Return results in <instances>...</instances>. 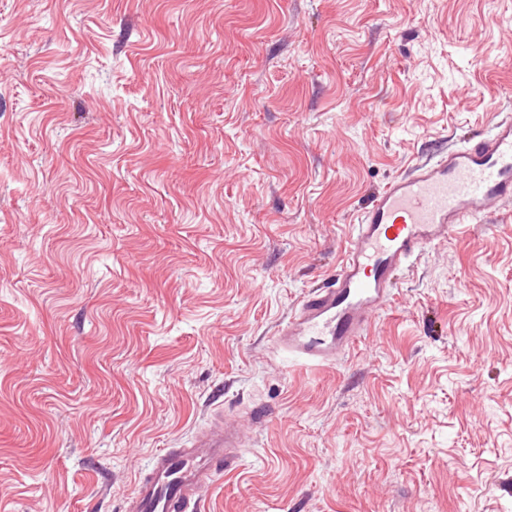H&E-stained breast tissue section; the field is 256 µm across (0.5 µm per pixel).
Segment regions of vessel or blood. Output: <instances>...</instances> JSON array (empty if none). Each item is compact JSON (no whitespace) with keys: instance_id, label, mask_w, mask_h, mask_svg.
I'll return each mask as SVG.
<instances>
[{"instance_id":"1","label":"vessel or blood","mask_w":512,"mask_h":512,"mask_svg":"<svg viewBox=\"0 0 512 512\" xmlns=\"http://www.w3.org/2000/svg\"><path fill=\"white\" fill-rule=\"evenodd\" d=\"M512 205V120L493 123L390 180L362 211L335 279L309 292L278 330L281 351L312 367L336 364L368 332L413 260L464 224ZM245 442L228 420L202 428L184 448H165L139 476L130 512H189L215 464L237 467Z\"/></svg>"}]
</instances>
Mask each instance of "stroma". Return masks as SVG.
Returning a JSON list of instances; mask_svg holds the SVG:
<instances>
[{"mask_svg": "<svg viewBox=\"0 0 512 512\" xmlns=\"http://www.w3.org/2000/svg\"><path fill=\"white\" fill-rule=\"evenodd\" d=\"M509 117L512 0H0V512H123L220 411L204 512H512V209L335 365L272 344L378 190Z\"/></svg>", "mask_w": 512, "mask_h": 512, "instance_id": "35a3bbf8", "label": "stroma"}]
</instances>
